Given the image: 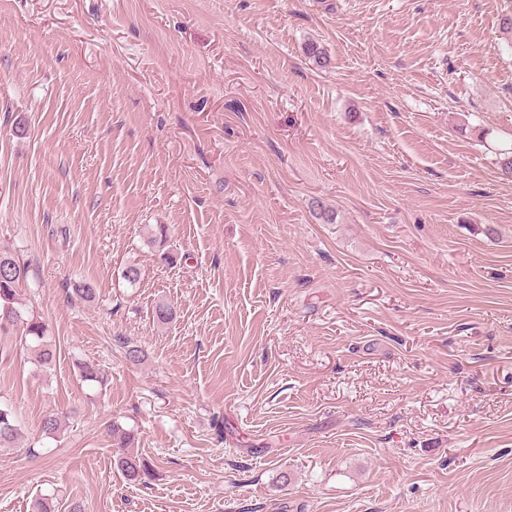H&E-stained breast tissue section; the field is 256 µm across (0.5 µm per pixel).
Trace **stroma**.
Listing matches in <instances>:
<instances>
[{
  "label": "stroma",
  "instance_id": "stroma-1",
  "mask_svg": "<svg viewBox=\"0 0 512 512\" xmlns=\"http://www.w3.org/2000/svg\"><path fill=\"white\" fill-rule=\"evenodd\" d=\"M511 12L0 0V247L57 350L0 330V512H512ZM22 438L15 412L11 406L0 402V448H13ZM114 464L128 484H143L153 477L151 464L132 450L133 434L115 422L110 425Z\"/></svg>",
  "mask_w": 512,
  "mask_h": 512
}]
</instances>
